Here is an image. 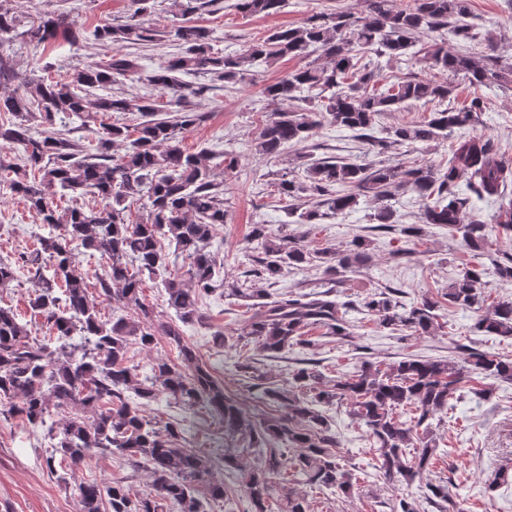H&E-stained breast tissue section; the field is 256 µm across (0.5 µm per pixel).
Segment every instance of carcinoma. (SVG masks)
I'll return each instance as SVG.
<instances>
[{
	"instance_id": "1",
	"label": "carcinoma",
	"mask_w": 512,
	"mask_h": 512,
	"mask_svg": "<svg viewBox=\"0 0 512 512\" xmlns=\"http://www.w3.org/2000/svg\"><path fill=\"white\" fill-rule=\"evenodd\" d=\"M0 0V35L16 32V16ZM149 0H131L135 6L124 24H103L92 35L115 44L142 45L152 40L145 15ZM184 16L214 5L215 0H174ZM366 9L321 14L296 26L274 28L245 44L236 54L214 52L211 32L185 24L168 31L179 47L148 82L167 91L177 115L159 119L161 106L150 97L130 100L97 90L117 82L141 80V65L130 53L116 52L106 61L74 70L69 80L26 79L0 56V84L15 83V91L0 98V112L10 119L0 123V144L18 151L21 162L0 156V186L20 196L28 210L53 232L38 239L39 247L19 256L20 263L0 259V287L17 279L22 269L35 281L29 300L33 315L43 319L51 335L32 336L21 315L0 306V412L17 415L43 431L53 455L49 464L75 468L93 455L117 456L133 468L148 473L153 494L137 497L120 481L82 483L77 487L76 512H208L222 503L234 512L236 490L216 473L238 478L246 512H311L308 495L288 483L321 492L347 496L355 474L340 454L326 409L345 403L349 414L372 440L370 448L385 479L410 486L421 478L437 448L420 441L412 460L406 449L413 435L437 413H448L460 399L461 383L476 375L482 379L512 382V360L476 348L468 349L464 364L426 356H409L393 364L364 361L355 371L323 382L312 367L294 370L288 386L254 383L258 402L284 410L257 418L247 413L235 394L212 375L199 352L184 343L181 326L204 323L203 298L224 288L218 281L220 263L212 250L218 226L227 223L224 188L215 182L213 160L219 155L201 150L190 153L180 146V135L202 121L190 108L212 85L181 80L184 74L203 73L214 81L235 84L245 79L257 62L285 57L306 59L317 53L323 63L310 61L282 78L264 85L261 94L272 102L301 101L307 107L275 109L255 139L260 154L276 157L290 145L302 144L316 128L328 122L356 133L379 155L394 146L431 143L448 139V132L469 126L483 111L475 96L461 108L438 107L422 123L396 126L390 136H374L378 119L405 103L448 101L453 86L447 81L398 77L378 84L371 62L379 57L411 55L431 70L461 76L475 86H492L512 75L502 66L493 40L483 44L469 22L470 0H409L399 9L388 0H365ZM284 0H238L236 8L248 16H271L281 11ZM449 27L462 42L458 51L435 38L417 47L418 35ZM40 46L58 38L73 39L68 15L38 14L21 32ZM37 109L45 130L37 135L28 126L31 109ZM137 111L143 121L130 126L111 124L107 138L96 152L55 129L60 114L81 116ZM118 145L121 153H109ZM468 176L467 189L477 199H500L494 223L512 231V202L505 205L512 183V162L500 155L490 138L460 135L445 166L419 162L412 166L383 165L368 158L360 163L317 160L307 164L305 180L282 174L269 186L271 195L298 223L320 224L326 218L344 217L370 197L377 202L371 215L381 227L397 223L389 201L413 192L426 200L421 223L402 226L407 242L424 236V227L448 229L473 251L487 244L490 225L462 221L469 201L456 193L459 174ZM70 199L92 196L100 206L77 204L60 208L58 191ZM147 199L146 214L129 219L130 203ZM250 236L260 242L263 257L254 269L255 280L272 285L282 270L308 264L312 253L305 235H275L265 224H254ZM167 238L175 252L187 261L182 275L167 274L168 258L161 241ZM80 246L107 260V270L97 277L99 295L126 315L101 318L90 299L89 285L74 265V248ZM53 263L51 277L42 273L40 258ZM326 280L337 285L348 272L369 264V241L356 235L344 249L318 252ZM494 273L512 282V254L494 260ZM161 277L167 304L176 320L161 331L178 351V362L157 360L150 374L139 378L138 366L127 356L136 341L145 349L156 341L153 311L144 302L142 276ZM483 271L470 269L448 284L441 294L448 304L461 309L481 308ZM230 295L256 300L254 312L241 320L240 335L254 340L268 357L288 347L308 346L305 331L318 327L326 336L353 335V325L342 312L343 304L329 289L322 292L277 296L264 300L261 288L233 285ZM385 329L417 336L435 331L440 301L424 297L409 307L388 292H378L365 303ZM485 336L512 340V300L486 308L476 323ZM80 342H74V337ZM166 394L187 408L200 407L218 420L224 431V449L212 457L182 445L177 422L160 426L145 416V408ZM76 410L55 419L58 410ZM253 455L247 464L244 457ZM279 503L272 508L271 502Z\"/></svg>"
}]
</instances>
